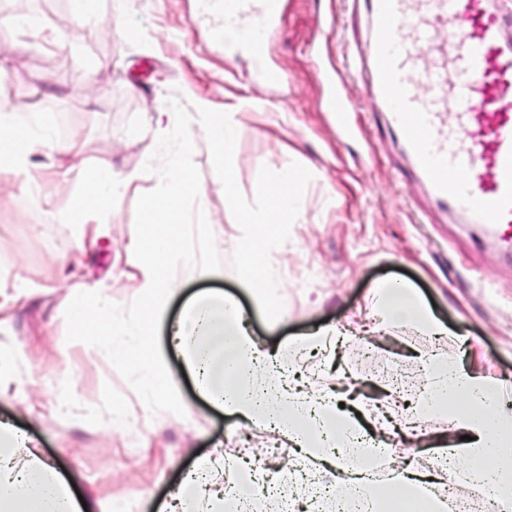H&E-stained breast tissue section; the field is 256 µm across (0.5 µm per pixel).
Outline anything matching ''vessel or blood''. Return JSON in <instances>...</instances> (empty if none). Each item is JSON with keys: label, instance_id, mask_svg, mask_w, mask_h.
<instances>
[{"label": "vessel or blood", "instance_id": "obj_1", "mask_svg": "<svg viewBox=\"0 0 512 512\" xmlns=\"http://www.w3.org/2000/svg\"><path fill=\"white\" fill-rule=\"evenodd\" d=\"M367 52L359 62L416 172L436 203L464 223L488 226L512 241V41L505 17L486 0H362ZM278 26L260 13L247 46L265 54ZM453 49V72L425 69L423 54ZM328 111L348 128L351 101L342 69L324 73ZM455 122L446 125V113Z\"/></svg>", "mask_w": 512, "mask_h": 512}]
</instances>
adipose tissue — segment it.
<instances>
[{"label":"adipose tissue","mask_w":512,"mask_h":512,"mask_svg":"<svg viewBox=\"0 0 512 512\" xmlns=\"http://www.w3.org/2000/svg\"><path fill=\"white\" fill-rule=\"evenodd\" d=\"M13 113L12 107L0 105V172L27 174L34 146L48 147L58 157L56 177L84 184L65 214L66 223H107L134 175L108 164L92 169L69 166L67 158L81 151L80 143H59L49 124H19ZM371 310L383 327L412 325L432 336L448 333L414 289L399 283L378 288ZM212 333L224 339V360L216 370L209 348L196 342ZM340 336L336 328L322 327L287 350L267 349L250 336L232 300L195 302L189 327H176L172 340L179 348H190L188 366L199 378L201 393L244 421L275 424L290 449L287 462L272 475L237 463L239 485L230 491L205 479L223 469V458L205 459L172 487L162 512H243V486L263 482L286 488L288 503L294 506L310 495V486L295 481L308 464L334 479L340 512H448L447 500L435 488L446 478L449 464L458 460L464 463L461 478L486 494L493 512H512V407L502 402L500 381L467 370L454 359L429 360L422 410L447 413L456 441L438 449L429 465H419L384 439V432L393 428L386 406L368 407L357 400L346 409L329 392L294 386L280 361L283 352L323 349ZM23 441L11 421H0V512H85L52 464L35 454L25 464L16 462L14 449ZM379 468L387 471L380 482L374 478Z\"/></svg>","instance_id":"obj_1"}]
</instances>
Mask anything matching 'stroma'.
<instances>
[{
  "label": "stroma",
  "mask_w": 512,
  "mask_h": 512,
  "mask_svg": "<svg viewBox=\"0 0 512 512\" xmlns=\"http://www.w3.org/2000/svg\"><path fill=\"white\" fill-rule=\"evenodd\" d=\"M100 16L68 26L69 0H9L8 12L26 29L0 26V99L26 123L48 121L56 138L83 143L71 165L105 163L138 174L94 247L79 252L76 225L62 218L84 185L49 176L53 156L38 148L26 177L0 173V418L29 438L16 450L48 460L94 512H158L169 489L195 461L234 456L240 440L265 447L270 428L225 415L202 400L184 355L172 348L169 328L193 298L220 294L248 316L254 336L277 347L318 328L338 325L348 335L341 353H304L292 359L299 382L332 388L356 378L367 393L391 391L383 365L398 367L414 384L390 400L401 433L419 430V458L434 457L450 424L446 414L409 413L423 396L427 357L447 356L473 370L512 381V247L482 228L439 209L427 184L411 177L403 145L382 122L364 78L350 75L352 133L340 131L324 102L323 70L342 65L365 41L350 0H278L280 30L267 42V66L285 79L266 83L246 47L227 46L222 23L203 0H101ZM61 31L58 46L29 48L31 31ZM100 87L88 81L90 72ZM191 104L236 113L237 184L254 199L261 166L281 171L299 162L313 175L288 241L271 255L286 320L267 326L251 291L236 279L232 257L241 237L210 158L205 132L192 124L193 161L205 196L200 204L214 232L222 268L209 277L179 270L159 344L178 382L185 416L151 415L109 360L88 345L67 342L64 312L81 291H97L129 306L138 296L137 265L129 248L137 198L158 183L143 166L157 140L148 116L167 111L172 89ZM400 281L415 289L447 325L433 338L411 327L375 329L372 288ZM371 360H357L361 347Z\"/></svg>",
  "instance_id": "35a3bbf8"
}]
</instances>
